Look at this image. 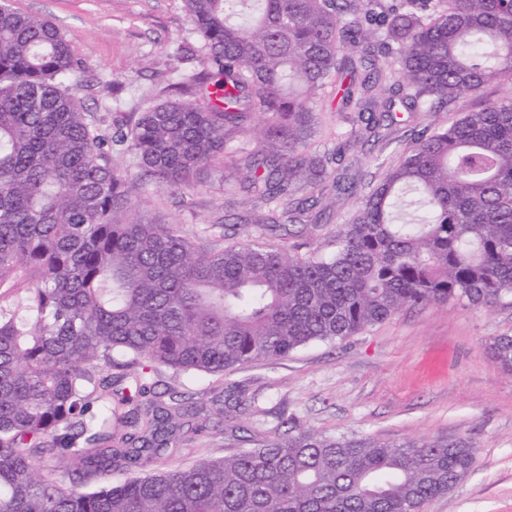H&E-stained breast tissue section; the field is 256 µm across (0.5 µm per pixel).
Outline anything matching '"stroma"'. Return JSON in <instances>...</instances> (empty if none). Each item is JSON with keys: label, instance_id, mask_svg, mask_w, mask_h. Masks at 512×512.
Here are the masks:
<instances>
[{"label": "stroma", "instance_id": "35a3bbf8", "mask_svg": "<svg viewBox=\"0 0 512 512\" xmlns=\"http://www.w3.org/2000/svg\"><path fill=\"white\" fill-rule=\"evenodd\" d=\"M17 9L53 22L72 41L74 92L103 132L163 100L169 84L202 69L203 41L183 0H12ZM512 94V83L465 94L447 111L417 116L414 125H446L477 109L481 98ZM401 149L354 146L346 152L354 196H329L326 216L310 239L324 247L367 193L379 162L393 164ZM255 198L234 165L204 168L188 187L136 186L128 217L173 225L207 243L229 234L246 240L233 216ZM512 336V296L487 305L450 300L407 307L381 324L336 342H312L277 361L254 363L224 376L160 369L154 379L192 395L205 430L192 449L154 463L186 466L235 452V429L260 436L281 432L282 416L336 435L388 441L461 439L476 450L472 469L448 494L421 512H512V373L491 345ZM243 394L245 411L215 415V393Z\"/></svg>", "mask_w": 512, "mask_h": 512}]
</instances>
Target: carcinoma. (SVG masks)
<instances>
[{
	"mask_svg": "<svg viewBox=\"0 0 512 512\" xmlns=\"http://www.w3.org/2000/svg\"><path fill=\"white\" fill-rule=\"evenodd\" d=\"M204 71L112 134L71 92V42L0 0V512H420L470 470L466 442L399 444L291 423L275 439L95 490L179 450L199 413L155 391L159 368L219 374L343 340L406 306L512 295V96L405 137L396 163L336 231L299 253L343 147L307 152L336 87L364 128L431 114L512 78V0H184ZM391 97L378 109V92ZM256 114L262 137L243 139ZM135 180L187 185L244 156L261 205L242 242L195 243L121 219ZM280 231L297 243L267 240ZM492 349L512 372V336ZM133 374L137 398L109 403ZM53 461L65 484L38 472Z\"/></svg>",
	"mask_w": 512,
	"mask_h": 512,
	"instance_id": "cac0c4a2",
	"label": "carcinoma"
}]
</instances>
